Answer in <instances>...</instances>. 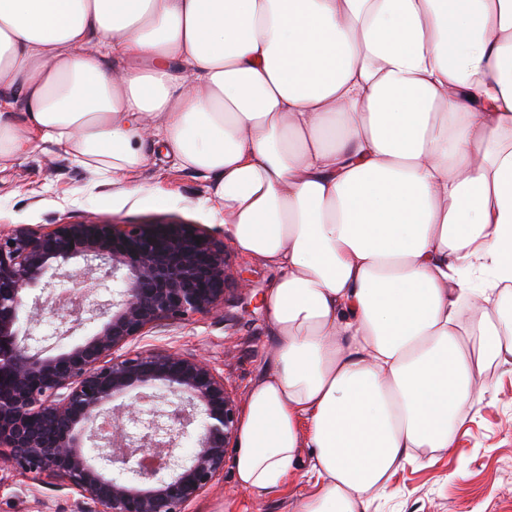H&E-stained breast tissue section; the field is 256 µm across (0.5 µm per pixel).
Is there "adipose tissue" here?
Masks as SVG:
<instances>
[{
  "mask_svg": "<svg viewBox=\"0 0 512 512\" xmlns=\"http://www.w3.org/2000/svg\"><path fill=\"white\" fill-rule=\"evenodd\" d=\"M150 128L277 272L237 484L369 512L512 363V0H0V165L121 184Z\"/></svg>",
  "mask_w": 512,
  "mask_h": 512,
  "instance_id": "ef3b65f1",
  "label": "adipose tissue"
}]
</instances>
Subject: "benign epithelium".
Returning <instances> with one entry per match:
<instances>
[{
  "label": "benign epithelium",
  "instance_id": "obj_1",
  "mask_svg": "<svg viewBox=\"0 0 512 512\" xmlns=\"http://www.w3.org/2000/svg\"><path fill=\"white\" fill-rule=\"evenodd\" d=\"M118 285L95 332L52 355L34 348L36 288L50 292L68 263ZM237 275L224 241L194 224H26L0 231V452L16 470L57 478L98 512H185L212 486L235 442L238 410L224 378L195 356L114 353L163 321L228 301ZM175 397L164 424L116 401L134 389ZM112 447L96 452L98 420ZM193 439L189 454L173 448ZM154 457L145 467L137 455Z\"/></svg>",
  "mask_w": 512,
  "mask_h": 512
}]
</instances>
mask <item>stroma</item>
<instances>
[{
	"mask_svg": "<svg viewBox=\"0 0 512 512\" xmlns=\"http://www.w3.org/2000/svg\"><path fill=\"white\" fill-rule=\"evenodd\" d=\"M146 162L130 188L89 172L62 150L45 146L16 163L0 166V229L27 224L49 229L54 224L87 220L146 224H195L229 239L223 215L206 200L214 180L179 167L154 145L142 143ZM234 265L248 284L228 303L188 320L151 329L131 341V352L168 350L202 357L224 378L237 406H244L251 383L263 372L273 349L272 332L261 299L275 272L263 262L234 255ZM44 303L32 323L35 345L55 354L94 331L96 320L69 325L58 337L42 336L45 324L57 322ZM488 390L459 430L453 448L436 453L426 464L408 463L392 479L391 494L377 499L370 512H512V366L493 365L486 372ZM311 487L293 475L281 487L253 495L235 483L233 458L212 486L189 503L186 512H294ZM97 507L61 482L19 473L0 457V512H96Z\"/></svg>",
	"mask_w": 512,
	"mask_h": 512,
	"instance_id": "obj_1",
	"label": "stroma"
}]
</instances>
